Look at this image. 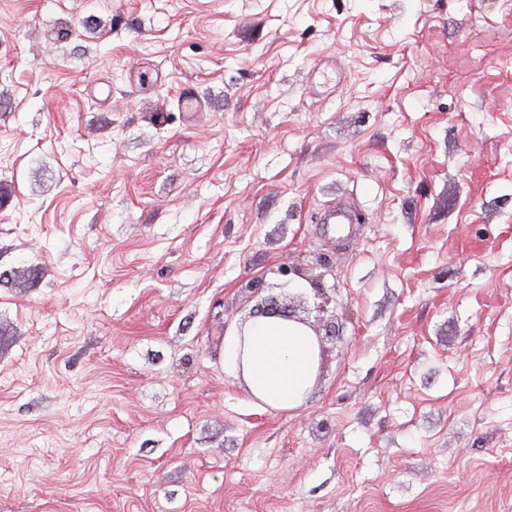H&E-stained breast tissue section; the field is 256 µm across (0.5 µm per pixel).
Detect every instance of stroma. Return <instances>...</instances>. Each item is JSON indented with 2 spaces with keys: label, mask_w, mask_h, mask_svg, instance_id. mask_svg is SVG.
Here are the masks:
<instances>
[{
  "label": "stroma",
  "mask_w": 512,
  "mask_h": 512,
  "mask_svg": "<svg viewBox=\"0 0 512 512\" xmlns=\"http://www.w3.org/2000/svg\"><path fill=\"white\" fill-rule=\"evenodd\" d=\"M0 512H512V0H0ZM292 272L296 277L309 283V285L312 287L311 289H313L315 292V299L321 300L320 302L314 303L315 312L318 314H324L326 312L329 301L325 294L322 292L323 288H320V280L322 275L307 274V272L304 271V268L301 267H296L295 269L288 271V275ZM250 318L256 320L249 327L251 352L244 372L251 394L276 409L288 410L301 402L310 387L323 360L324 338L336 337V326L327 325L324 335L308 336L302 327L312 330L308 318L275 297L261 300Z\"/></svg>",
  "instance_id": "stroma-1"
}]
</instances>
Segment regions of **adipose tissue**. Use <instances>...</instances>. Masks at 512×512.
<instances>
[{
	"label": "adipose tissue",
	"instance_id": "ef3b65f1",
	"mask_svg": "<svg viewBox=\"0 0 512 512\" xmlns=\"http://www.w3.org/2000/svg\"><path fill=\"white\" fill-rule=\"evenodd\" d=\"M249 336L244 372L252 395L277 409L298 405L318 371L315 337L302 326L275 319L254 320Z\"/></svg>",
	"mask_w": 512,
	"mask_h": 512
}]
</instances>
